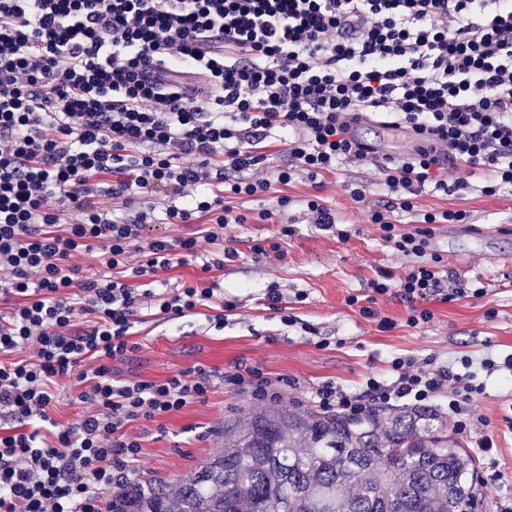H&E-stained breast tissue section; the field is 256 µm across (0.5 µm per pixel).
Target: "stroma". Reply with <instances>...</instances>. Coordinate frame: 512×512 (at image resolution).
Instances as JSON below:
<instances>
[{
	"label": "stroma",
	"instance_id": "1",
	"mask_svg": "<svg viewBox=\"0 0 512 512\" xmlns=\"http://www.w3.org/2000/svg\"><path fill=\"white\" fill-rule=\"evenodd\" d=\"M322 184L318 192L343 222L347 238L309 224L296 225L294 236L286 239L279 225L268 221L241 225L233 243L237 258L210 274L226 295L238 300L237 308L225 316L223 329L214 328L207 308L174 324L145 316L131 337L134 351L113 362L114 378L161 380L199 364L219 371L241 364L287 385L284 408L312 412L316 405L310 392L317 384L332 380L356 391L370 378L390 380L398 357L438 364L487 350L501 356L512 353V266L500 262L502 255H512V233L488 244H459L461 272L486 283V294L430 301L431 321L416 327L407 322L406 302L395 295L377 297L374 310L394 322L392 328L382 329L377 319L365 318L347 299L363 294L379 271L402 277L408 261L385 246L377 225L367 223L349 189L362 188L377 202L386 199L388 188L375 167L347 164L325 174ZM417 206L463 210L470 223L485 228L512 226V190L451 197L427 192L419 196ZM259 239L280 241L281 255L255 258L250 246ZM271 288L282 293L283 310L267 305L264 295ZM285 314L293 317V325L282 322ZM306 323L316 328V335L303 332ZM476 381L483 392L474 408L486 419L494 448L486 456L475 453L474 481L492 512H498L501 500L512 497V376L482 372ZM258 406V401L218 385L205 400L173 415L130 422L126 432L142 446L135 482L190 480L204 460L223 447L225 424H246Z\"/></svg>",
	"mask_w": 512,
	"mask_h": 512
}]
</instances>
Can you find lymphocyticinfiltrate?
I'll return each mask as SVG.
<instances>
[{"label": "lymphocytic infiltrate", "mask_w": 512, "mask_h": 512, "mask_svg": "<svg viewBox=\"0 0 512 512\" xmlns=\"http://www.w3.org/2000/svg\"><path fill=\"white\" fill-rule=\"evenodd\" d=\"M149 66L197 72L206 109L146 81ZM368 122L404 126L421 147L369 154L357 135ZM342 163L380 170L390 198L368 219L411 260L403 277L368 281L373 296L399 295L417 326L432 319L429 301L483 295L459 272L441 276L429 250V225L466 212L421 213L416 201L512 186V0H0V512H110L141 457L130 422L177 413L218 384L282 399L253 367L118 383L111 363L132 352L148 297L163 320L209 307L223 328L236 303L219 284L154 294L140 278L195 260L205 274L223 268L236 250L205 257L202 243L234 240L250 218L233 200ZM450 167L467 177L447 181ZM402 213L421 230L398 232ZM202 219L201 238L149 232ZM94 250L101 270L80 274L72 257ZM23 349L31 357L15 359ZM392 368L361 392L326 381L311 398L355 416L444 396L456 428L492 450L474 379L512 373V355ZM73 375L84 415L65 427L50 416L51 386Z\"/></svg>", "instance_id": "lymphocytic-infiltrate-1"}]
</instances>
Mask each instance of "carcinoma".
I'll use <instances>...</instances> for the list:
<instances>
[{"label":"carcinoma","mask_w":512,"mask_h":512,"mask_svg":"<svg viewBox=\"0 0 512 512\" xmlns=\"http://www.w3.org/2000/svg\"><path fill=\"white\" fill-rule=\"evenodd\" d=\"M174 489L128 487L112 512H467L474 459L437 410L255 412ZM374 473L377 479L365 480Z\"/></svg>","instance_id":"obj_1"}]
</instances>
